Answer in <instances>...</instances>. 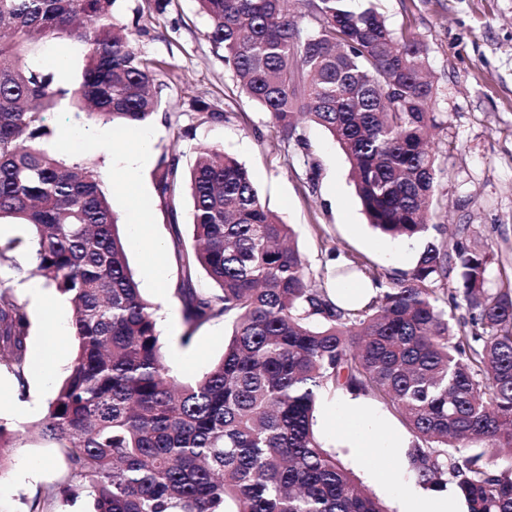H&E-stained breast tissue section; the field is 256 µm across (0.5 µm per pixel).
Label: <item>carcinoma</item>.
I'll use <instances>...</instances> for the list:
<instances>
[{
    "instance_id": "1",
    "label": "carcinoma",
    "mask_w": 512,
    "mask_h": 512,
    "mask_svg": "<svg viewBox=\"0 0 512 512\" xmlns=\"http://www.w3.org/2000/svg\"><path fill=\"white\" fill-rule=\"evenodd\" d=\"M116 2L0 0V222L30 227L35 275L74 307L75 353L38 423L39 438L65 449L68 473L23 498L27 512L81 495L93 512H386L314 429L328 390L395 410L415 437L406 458L421 486L442 490L451 477L468 512H512V281L486 288L490 254L430 235L433 85L420 44L397 38L373 0H295L292 11L288 0H196L207 39L281 141L306 146L302 116L322 127L350 162L369 223L424 246L403 278L371 273L376 295L342 307L237 159L203 146L186 178L177 157L162 158L159 198L174 200L186 178L192 201L195 246L174 239L182 343L232 319L222 357L180 383L108 189L48 142L46 115L67 95L89 118L126 126L161 107V63L133 50ZM54 39L86 47L75 89L21 61ZM199 267L214 289L195 288ZM451 269L450 298L475 312L469 333L438 304ZM28 333L25 305L0 280V369L20 381ZM17 447L15 423L0 418V473Z\"/></svg>"
}]
</instances>
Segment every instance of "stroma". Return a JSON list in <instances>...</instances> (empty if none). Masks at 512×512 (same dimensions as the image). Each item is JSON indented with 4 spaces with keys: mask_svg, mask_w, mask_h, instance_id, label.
<instances>
[{
    "mask_svg": "<svg viewBox=\"0 0 512 512\" xmlns=\"http://www.w3.org/2000/svg\"><path fill=\"white\" fill-rule=\"evenodd\" d=\"M388 27L419 41L434 85L430 110L436 118L433 152L439 187L431 220L438 240L455 244V229L467 225L470 246L490 252L487 285L499 287L512 277V0H375ZM142 15H135V8ZM116 21L126 26L135 50L162 61L155 84L162 107L145 121L150 156L177 155L190 169L199 146L234 155L249 170L263 203L295 230L294 245L319 287L334 289L336 264L367 269L388 282L410 272L422 247L418 240H393L368 224L341 148L320 126L307 122L301 133L306 148L281 143L270 116L240 90L233 72L216 55L205 32L207 18L196 0H170L164 11L146 0H119ZM30 63L47 71L63 68L67 88L82 80L84 48L53 40L35 48ZM107 144L81 136L61 143L68 164L87 165L104 184L119 171L116 147L138 134L106 124ZM176 217L161 203L152 171L144 173L142 208L153 237L164 247L163 288L146 276L151 253L128 248L129 268L149 301L165 298L167 314L157 317L167 364L178 380L200 377L223 355L232 331L230 320L216 319L189 331L175 289L182 271L173 253V235L193 248L191 199L181 191ZM190 336L182 344V336ZM343 392L325 393L316 411V431L328 452L386 507L401 512L424 489L407 466L394 437L412 442L413 434L395 411L367 399L379 448H352L343 426ZM67 469L63 449L24 436L8 470L0 474V512H25L23 497L56 482Z\"/></svg>",
    "mask_w": 512,
    "mask_h": 512,
    "instance_id": "stroma-1",
    "label": "stroma"
}]
</instances>
